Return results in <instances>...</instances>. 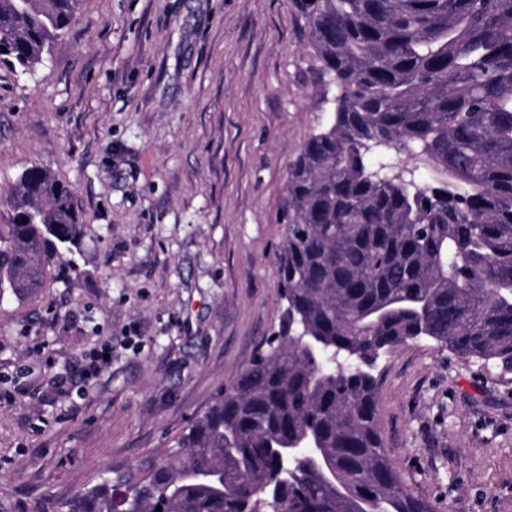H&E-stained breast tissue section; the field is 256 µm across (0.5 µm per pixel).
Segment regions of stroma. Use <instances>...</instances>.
Returning <instances> with one entry per match:
<instances>
[{
  "instance_id": "obj_1",
  "label": "stroma",
  "mask_w": 512,
  "mask_h": 512,
  "mask_svg": "<svg viewBox=\"0 0 512 512\" xmlns=\"http://www.w3.org/2000/svg\"><path fill=\"white\" fill-rule=\"evenodd\" d=\"M318 68L297 0H80L35 72L0 66V189L45 168L83 222L42 288L0 293V512L147 469L277 334L288 167L332 120ZM378 371L412 487L512 512V373L434 342Z\"/></svg>"
}]
</instances>
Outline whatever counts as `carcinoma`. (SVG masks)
Listing matches in <instances>:
<instances>
[{
  "instance_id": "1",
  "label": "carcinoma",
  "mask_w": 512,
  "mask_h": 512,
  "mask_svg": "<svg viewBox=\"0 0 512 512\" xmlns=\"http://www.w3.org/2000/svg\"><path fill=\"white\" fill-rule=\"evenodd\" d=\"M78 4L0 0V64L33 72ZM298 4L336 94L288 168L284 323L191 417L180 455L45 512H443L386 454L375 370L425 340L512 372V0ZM389 150L433 180L373 162ZM0 200V288L21 298L82 224L40 167Z\"/></svg>"
}]
</instances>
